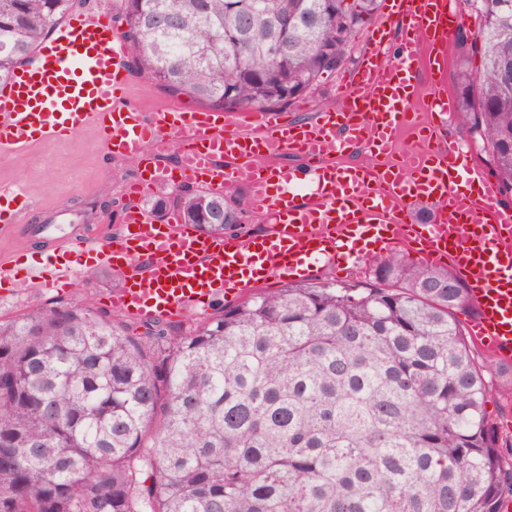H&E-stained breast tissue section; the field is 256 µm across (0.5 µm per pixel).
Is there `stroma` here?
<instances>
[{"label":"stroma","mask_w":512,"mask_h":512,"mask_svg":"<svg viewBox=\"0 0 512 512\" xmlns=\"http://www.w3.org/2000/svg\"><path fill=\"white\" fill-rule=\"evenodd\" d=\"M372 43L371 30H363L357 40L352 59L345 70L323 79L316 89L297 100L292 106L269 111L268 117L277 121L302 123L312 121L318 108L336 105L352 72L357 68ZM133 94L130 102L141 111L152 112L177 103L191 107L188 98L173 99L153 81L138 72H131ZM140 160H115L89 128L79 130L72 138L49 140L36 144L27 151L0 160V185L24 182L32 203L22 230L0 236V253L18 248L34 249L33 227L56 220L59 233H69L74 225L87 223L119 230L125 210L137 203L158 206L174 196L176 191H188V184L179 189L149 188L134 191L140 170ZM112 194V210L108 213L84 215L81 204L104 192ZM122 276L111 269H101L77 279L72 287L62 290H39L20 282L0 290V320H9L27 311L60 304L71 306L93 305L109 311V297L120 288ZM496 389L486 412L497 426L499 440L512 446V366H494L489 374Z\"/></svg>","instance_id":"35a3bbf8"}]
</instances>
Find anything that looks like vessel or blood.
<instances>
[{
	"instance_id": "1",
	"label": "vessel or blood",
	"mask_w": 512,
	"mask_h": 512,
	"mask_svg": "<svg viewBox=\"0 0 512 512\" xmlns=\"http://www.w3.org/2000/svg\"><path fill=\"white\" fill-rule=\"evenodd\" d=\"M458 23L456 0H388L338 106L319 109L306 124L240 129L219 110L173 105L144 113L127 105L123 34L98 9L71 17L0 91V158L88 126L112 155L133 159L147 141L176 134L177 166L147 163L140 185H247L270 231L205 234L177 216L162 221L133 205L119 232L56 242L55 253L27 266L1 258L0 283L20 276L36 288H64L110 267L124 273L123 287L110 297L113 309L174 318L273 278L300 281L323 267L354 268L377 251L405 250L454 269L478 308L473 339L511 364L512 205L494 203L484 168L467 163L464 145L437 141V120L451 110L445 83ZM394 26L400 41L391 60L386 35ZM361 148L384 164H336ZM288 151L295 161L280 163ZM420 202L434 207L430 223L411 221ZM29 205L24 183L1 185L0 226L19 227Z\"/></svg>"
}]
</instances>
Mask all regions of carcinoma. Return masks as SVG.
<instances>
[{
  "label": "carcinoma",
  "mask_w": 512,
  "mask_h": 512,
  "mask_svg": "<svg viewBox=\"0 0 512 512\" xmlns=\"http://www.w3.org/2000/svg\"><path fill=\"white\" fill-rule=\"evenodd\" d=\"M74 6L0 0V88ZM380 6L120 0L114 19L170 96L264 109L343 69ZM474 11L458 126L512 194V0ZM169 207L215 234L244 211L230 184ZM474 312L452 270L388 250L366 283L288 282L189 333L66 305L0 321V512H501L512 453Z\"/></svg>",
  "instance_id": "1"
}]
</instances>
